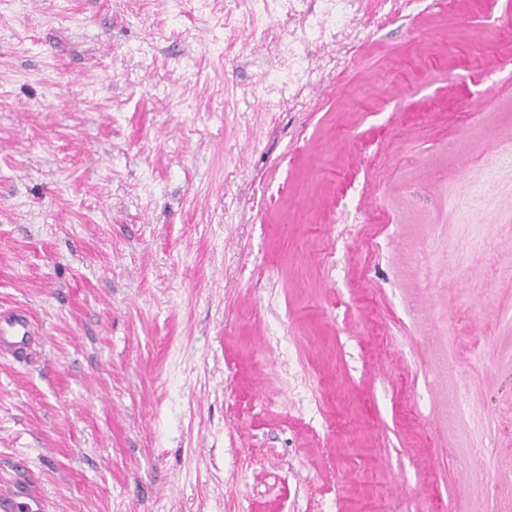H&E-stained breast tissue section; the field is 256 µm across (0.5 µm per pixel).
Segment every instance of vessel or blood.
<instances>
[{
  "instance_id": "obj_1",
  "label": "vessel or blood",
  "mask_w": 512,
  "mask_h": 512,
  "mask_svg": "<svg viewBox=\"0 0 512 512\" xmlns=\"http://www.w3.org/2000/svg\"><path fill=\"white\" fill-rule=\"evenodd\" d=\"M42 332L33 315L22 308H0V355L29 365L42 356ZM49 504L41 486L33 480L26 465H19L14 476L0 478V512H48Z\"/></svg>"
}]
</instances>
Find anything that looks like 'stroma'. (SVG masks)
<instances>
[{"mask_svg":"<svg viewBox=\"0 0 512 512\" xmlns=\"http://www.w3.org/2000/svg\"><path fill=\"white\" fill-rule=\"evenodd\" d=\"M247 7L0 0V307L43 330L0 358V477L336 512L367 468L387 512H512V0H355L286 88L325 4L258 42Z\"/></svg>","mask_w":512,"mask_h":512,"instance_id":"1","label":"stroma"}]
</instances>
